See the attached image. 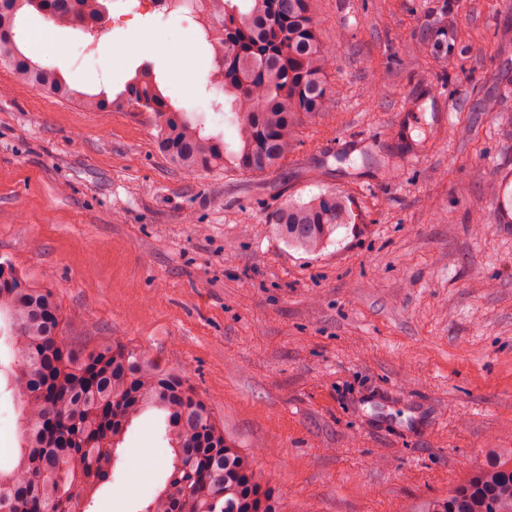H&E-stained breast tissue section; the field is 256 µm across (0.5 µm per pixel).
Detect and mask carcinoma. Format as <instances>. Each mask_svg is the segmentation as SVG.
<instances>
[{"label": "carcinoma", "mask_w": 512, "mask_h": 512, "mask_svg": "<svg viewBox=\"0 0 512 512\" xmlns=\"http://www.w3.org/2000/svg\"><path fill=\"white\" fill-rule=\"evenodd\" d=\"M245 2L210 0L218 26L202 32L219 75L210 85L224 92L238 124L232 150L175 108L148 67L110 99L77 91L60 68L43 66L21 50L22 15L34 10L59 26L84 29L106 17L104 0H89L86 13L74 0H5L0 64L18 82L58 100L151 113L159 149L183 170L230 164L263 174L288 156L300 113L332 108L325 74L335 57L320 45L310 0ZM352 220L343 197L328 193L286 203L271 224L288 246L316 253ZM0 318L11 340L19 413L17 462L0 468V512H71L77 499L112 480L117 446L148 410L165 414L173 459L164 487L142 512H281L253 457L224 434V424L185 376L125 345L73 346L53 292L30 283L8 259L0 261ZM428 512H512V456L495 455L475 466Z\"/></svg>", "instance_id": "carcinoma-1"}]
</instances>
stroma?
I'll list each match as a JSON object with an SVG mask.
<instances>
[{
  "instance_id": "stroma-1",
  "label": "stroma",
  "mask_w": 512,
  "mask_h": 512,
  "mask_svg": "<svg viewBox=\"0 0 512 512\" xmlns=\"http://www.w3.org/2000/svg\"><path fill=\"white\" fill-rule=\"evenodd\" d=\"M443 1L311 0L334 106L299 115L262 175L174 168L149 113L91 112L0 66V258L52 289L78 347L116 339L185 374L282 512H426L487 453H512V235L490 217L494 169L512 164L494 135L512 125V13L451 0L439 44ZM137 3L59 29L61 69L112 97L152 66L191 115L183 82L223 100L209 71L101 53L135 26L187 39ZM200 116L234 145L229 109ZM328 192L355 221L320 252L274 234L285 202ZM137 453L153 458L139 471ZM171 460L162 415L145 412L89 512H142Z\"/></svg>"
}]
</instances>
